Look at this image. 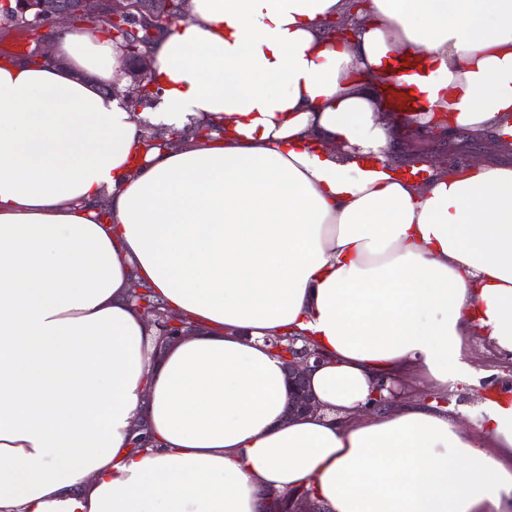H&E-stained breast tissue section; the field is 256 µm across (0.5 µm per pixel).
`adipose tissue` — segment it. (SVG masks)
Masks as SVG:
<instances>
[{"label": "adipose tissue", "instance_id": "ef3b65f1", "mask_svg": "<svg viewBox=\"0 0 512 512\" xmlns=\"http://www.w3.org/2000/svg\"><path fill=\"white\" fill-rule=\"evenodd\" d=\"M348 11L190 0L148 49L144 112L116 95L105 21L57 28L54 62L0 59V512L512 502V389L478 406L496 455L440 402L474 380L471 332L512 357V167L413 175L355 78L512 151V0H369L342 43L324 21ZM194 121L207 138L143 150V123ZM344 140L358 157L334 153ZM137 282L194 333L157 351ZM286 333L326 356L320 410L290 422L269 345ZM412 368L438 400L366 412Z\"/></svg>", "mask_w": 512, "mask_h": 512}]
</instances>
